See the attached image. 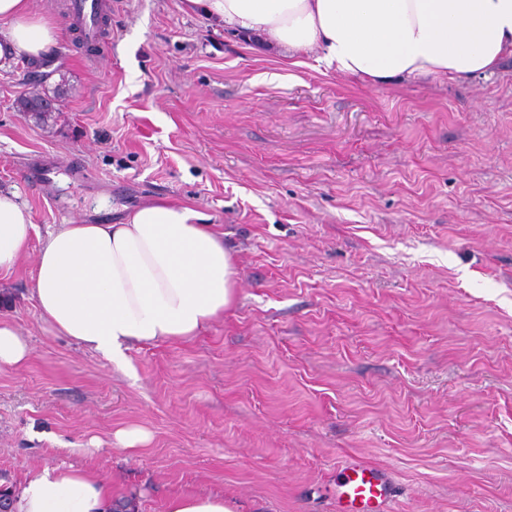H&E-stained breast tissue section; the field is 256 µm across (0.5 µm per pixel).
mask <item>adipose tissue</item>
<instances>
[{
    "instance_id": "1",
    "label": "adipose tissue",
    "mask_w": 512,
    "mask_h": 512,
    "mask_svg": "<svg viewBox=\"0 0 512 512\" xmlns=\"http://www.w3.org/2000/svg\"><path fill=\"white\" fill-rule=\"evenodd\" d=\"M217 30L254 38L294 68L309 55L372 86L428 76L466 80L512 55V0H183ZM63 26L31 0H0V72L50 55ZM35 226L0 188V271L13 269ZM235 257L193 208L144 204L125 221L59 224L42 239L29 292L58 334L126 362L135 344L191 336L236 300ZM13 512H110L102 480L72 467L33 472Z\"/></svg>"
}]
</instances>
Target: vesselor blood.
Returning a JSON list of instances; mask_svg holds the SVG:
<instances>
[{"label": "vessel or blood", "mask_w": 512, "mask_h": 512, "mask_svg": "<svg viewBox=\"0 0 512 512\" xmlns=\"http://www.w3.org/2000/svg\"><path fill=\"white\" fill-rule=\"evenodd\" d=\"M94 0H73L72 12L83 34L93 43L104 41L93 9ZM338 497L353 512H391L394 484L388 471L361 461L351 460L340 468Z\"/></svg>", "instance_id": "1"}]
</instances>
